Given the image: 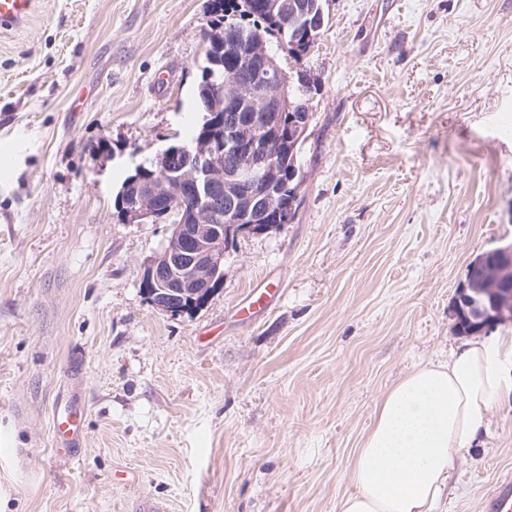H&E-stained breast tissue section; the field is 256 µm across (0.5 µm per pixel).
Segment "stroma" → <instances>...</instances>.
<instances>
[{"label":"stroma","instance_id":"1","mask_svg":"<svg viewBox=\"0 0 512 512\" xmlns=\"http://www.w3.org/2000/svg\"><path fill=\"white\" fill-rule=\"evenodd\" d=\"M295 223L239 238L203 307L142 294L170 220L124 179L201 125L208 0H42L0 30V512H337L385 390L444 359L512 242V0H326ZM273 289L252 317L240 304ZM76 400L74 460L52 410ZM512 472V398L440 512ZM469 275V281L472 279L476 288L488 292L494 288H510L512 290V270L505 271L498 268L492 261H484L474 271L470 266Z\"/></svg>","mask_w":512,"mask_h":512}]
</instances>
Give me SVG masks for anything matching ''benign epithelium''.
I'll use <instances>...</instances> for the list:
<instances>
[{
    "mask_svg": "<svg viewBox=\"0 0 512 512\" xmlns=\"http://www.w3.org/2000/svg\"><path fill=\"white\" fill-rule=\"evenodd\" d=\"M237 70L245 83L234 87L235 93L243 94L251 111L224 118V86L217 87L202 136L164 149L151 177L138 176L120 191L124 224L156 222L179 210L164 248L147 262L141 280L146 298L164 312L200 307L221 285L224 256L239 237L292 224L297 217L296 204L283 202L275 188V147L289 142L291 153L298 154L311 113L292 114L284 123L282 112L293 107L287 91L291 77L267 42L238 50ZM459 296L479 320L512 317L466 288Z\"/></svg>",
    "mask_w": 512,
    "mask_h": 512,
    "instance_id": "7a95c632",
    "label": "benign epithelium"
}]
</instances>
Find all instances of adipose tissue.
<instances>
[{"label":"adipose tissue","instance_id":"obj_1","mask_svg":"<svg viewBox=\"0 0 512 512\" xmlns=\"http://www.w3.org/2000/svg\"><path fill=\"white\" fill-rule=\"evenodd\" d=\"M512 396V337L463 340L384 394L358 448L353 493L338 512H437L459 449L470 447L485 414Z\"/></svg>","mask_w":512,"mask_h":512}]
</instances>
